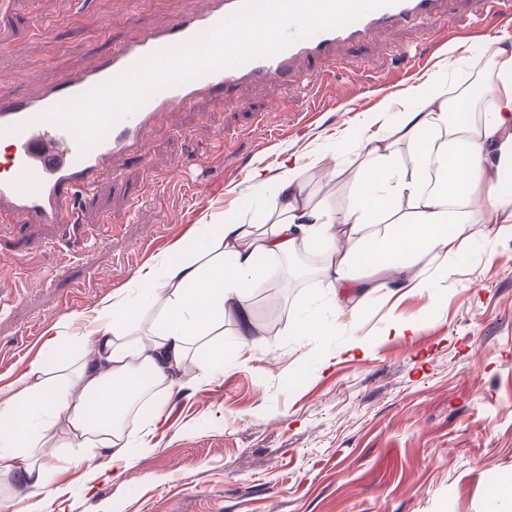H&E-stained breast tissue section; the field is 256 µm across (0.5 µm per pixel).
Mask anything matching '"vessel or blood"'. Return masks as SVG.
<instances>
[{
    "mask_svg": "<svg viewBox=\"0 0 512 512\" xmlns=\"http://www.w3.org/2000/svg\"><path fill=\"white\" fill-rule=\"evenodd\" d=\"M242 3L199 0L173 21L139 33L38 94L20 95L1 87L0 129L6 132L8 149L0 160V223L63 224L65 216L73 214L75 203L91 194L114 156L145 153V132L161 125L169 113L184 110L204 96L221 97L229 92L241 96L260 83L288 82L302 61L321 64L320 80L330 82L335 76L336 55L343 48L374 41L396 24L437 23L444 19L448 5L447 0H394L346 26L318 32L272 56L162 90L116 123L102 142L84 154L69 132L40 121V114L51 107L89 92L154 51L212 28Z\"/></svg>",
    "mask_w": 512,
    "mask_h": 512,
    "instance_id": "obj_1",
    "label": "vessel or blood"
}]
</instances>
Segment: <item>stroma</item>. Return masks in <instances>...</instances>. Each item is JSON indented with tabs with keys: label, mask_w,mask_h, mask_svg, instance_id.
<instances>
[{
	"label": "stroma",
	"mask_w": 512,
	"mask_h": 512,
	"mask_svg": "<svg viewBox=\"0 0 512 512\" xmlns=\"http://www.w3.org/2000/svg\"><path fill=\"white\" fill-rule=\"evenodd\" d=\"M188 5L11 0L0 10V81L35 93ZM480 8L461 0L449 11L443 43L427 25L383 32L337 68L335 94L304 64L291 88L271 81L241 100L202 97L170 113L147 133L144 158L115 159L82 204L79 243L58 242L48 224L1 227L0 394L42 356L48 325L100 308L172 247L203 250L224 220H261L267 191L253 171L279 176L285 161L336 154L338 177L309 176L308 190L346 207L357 149L343 130L382 133L407 90L434 71L447 70L449 86L471 84L488 41L512 35V17L489 27ZM402 47L424 66L401 69ZM279 101L286 108L272 128L257 129ZM209 143L216 158L197 169L192 153ZM424 267L432 288L354 297L332 336L289 335V322L331 313L321 273L285 275L278 308L252 301L263 347L238 355L236 323L225 319L223 335L205 337L188 363L155 450L132 453L128 482L89 490L84 466L62 465L63 512H489L490 489L512 474V235L478 225L461 265ZM395 319L420 330L393 335ZM355 338L365 354L346 353ZM201 363L215 377L197 392L190 381Z\"/></svg>",
	"instance_id": "stroma-1"
}]
</instances>
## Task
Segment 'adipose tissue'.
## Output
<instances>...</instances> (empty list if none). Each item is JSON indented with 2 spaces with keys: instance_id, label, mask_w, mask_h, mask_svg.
<instances>
[{
  "instance_id": "adipose-tissue-1",
  "label": "adipose tissue",
  "mask_w": 512,
  "mask_h": 512,
  "mask_svg": "<svg viewBox=\"0 0 512 512\" xmlns=\"http://www.w3.org/2000/svg\"><path fill=\"white\" fill-rule=\"evenodd\" d=\"M486 56L488 74L456 98L439 74L408 90L409 105L388 131L362 140L346 208L311 199L307 167L290 166L282 177L255 172L270 191L260 222H224L206 250L150 267L137 278V297L115 291L80 334L49 325L43 349L60 352L75 338L82 352L33 361L0 398V476L35 498L67 448L70 463H87V487L126 480L131 451H151L166 424L167 395L199 339L230 317L239 352L258 343L251 301L264 283L261 259L320 250L329 299L341 312L356 289L426 288L425 257L460 255L474 225L511 224L512 40L490 42Z\"/></svg>"
}]
</instances>
